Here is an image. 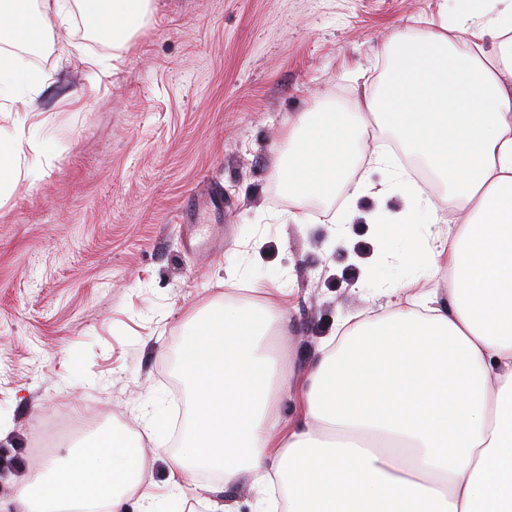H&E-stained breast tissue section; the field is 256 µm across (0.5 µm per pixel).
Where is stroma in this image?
Listing matches in <instances>:
<instances>
[{"label":"stroma","mask_w":512,"mask_h":512,"mask_svg":"<svg viewBox=\"0 0 512 512\" xmlns=\"http://www.w3.org/2000/svg\"><path fill=\"white\" fill-rule=\"evenodd\" d=\"M461 0H151L122 45L87 31L77 4L25 54L42 76L32 103L0 110V139L24 134L20 164L36 181L0 197V499L24 477L63 465L113 430L162 420L164 448L145 482L159 512H178L170 457L182 446L188 393L178 355L190 314L218 300L225 270L259 288L289 289L285 341L296 396L339 319L381 313L392 289L426 269L390 253L380 275L361 266L379 250L366 218L404 208L345 194L306 201L295 224L274 176L283 135L299 113L350 108L389 64L384 46L442 18ZM27 115L17 127L19 115ZM224 200L177 222L189 195ZM65 416L86 427L39 442Z\"/></svg>","instance_id":"1"}]
</instances>
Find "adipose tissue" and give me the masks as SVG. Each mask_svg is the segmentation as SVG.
<instances>
[{
	"mask_svg": "<svg viewBox=\"0 0 512 512\" xmlns=\"http://www.w3.org/2000/svg\"><path fill=\"white\" fill-rule=\"evenodd\" d=\"M149 0H101V30L124 34ZM66 0H0V43H39ZM469 43L459 53L456 40ZM392 68L351 109L292 121L275 175L301 200L346 192L381 199L388 185L356 180L369 125L386 127L445 194L372 215L383 250L424 265L434 288L397 289L381 316L342 321L322 339L301 389L302 416L280 414L288 386L275 344L288 335L287 289L243 301L225 296L194 318L179 352L193 389L178 492L203 472L248 484L257 512H512V11L493 25L460 17L384 49ZM454 213L440 230V205ZM150 459L113 432L77 449L63 471L26 480L13 512H116L145 501Z\"/></svg>",
	"mask_w": 512,
	"mask_h": 512,
	"instance_id": "1",
	"label": "adipose tissue"
}]
</instances>
